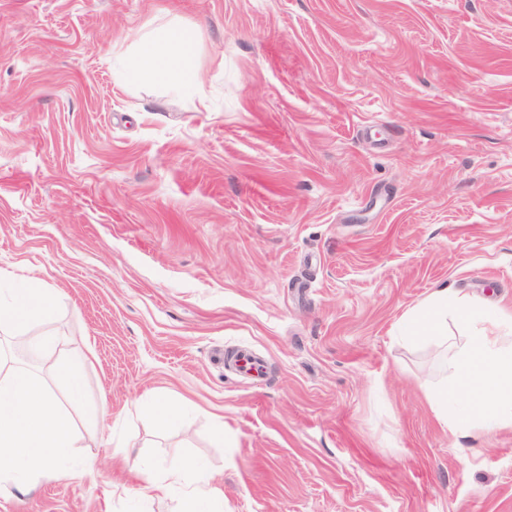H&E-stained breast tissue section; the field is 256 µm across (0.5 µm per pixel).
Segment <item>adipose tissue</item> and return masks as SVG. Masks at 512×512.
Here are the masks:
<instances>
[{"label": "adipose tissue", "instance_id": "1", "mask_svg": "<svg viewBox=\"0 0 512 512\" xmlns=\"http://www.w3.org/2000/svg\"><path fill=\"white\" fill-rule=\"evenodd\" d=\"M197 31L186 24L160 34L143 36L129 59V66L144 81L171 80L197 85L195 73L181 65L195 53ZM58 300L53 288H1L0 331H18L35 316L50 314ZM473 326L466 344L450 359L454 377L444 387L450 398H464L455 410L453 428L469 438L494 426L512 429V318L488 316L484 304L455 299L448 289H437L410 321L414 335H443L448 316ZM75 444L70 418L48 393L41 378L11 366L7 351H0V458L9 470L0 469V485L30 492L42 476L73 479L76 469L59 466L58 460ZM192 476L190 500L212 499L218 494L212 474L200 463L184 459L165 477L154 480L158 494Z\"/></svg>", "mask_w": 512, "mask_h": 512}]
</instances>
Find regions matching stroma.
Here are the masks:
<instances>
[{"label":"stroma","instance_id":"stroma-1","mask_svg":"<svg viewBox=\"0 0 512 512\" xmlns=\"http://www.w3.org/2000/svg\"><path fill=\"white\" fill-rule=\"evenodd\" d=\"M175 18L206 99L120 76ZM1 270L58 290L28 331L85 340L97 411L0 512H182L185 457L224 512H512V431L436 417L465 328L406 323L512 312V0H0ZM190 474L193 478L188 490V505L196 508L195 501L200 498L213 499L220 494L219 490L212 486L213 476L200 463L193 459H184L180 465L169 471L165 477L153 481L154 490L159 495H166L173 484L181 482L185 475Z\"/></svg>","mask_w":512,"mask_h":512}]
</instances>
